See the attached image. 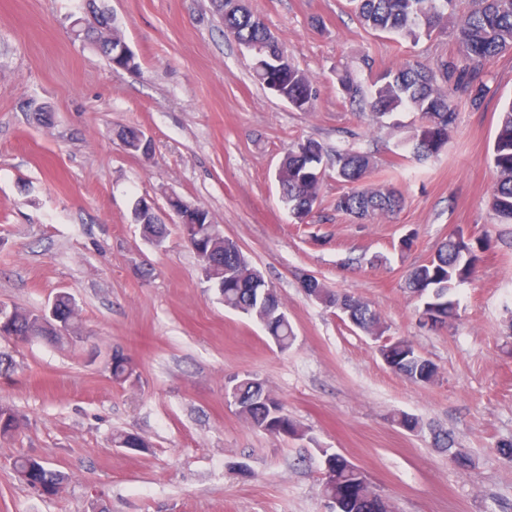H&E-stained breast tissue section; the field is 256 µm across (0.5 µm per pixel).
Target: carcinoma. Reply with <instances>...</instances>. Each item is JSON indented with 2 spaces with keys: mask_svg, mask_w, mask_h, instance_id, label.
<instances>
[{
  "mask_svg": "<svg viewBox=\"0 0 512 512\" xmlns=\"http://www.w3.org/2000/svg\"><path fill=\"white\" fill-rule=\"evenodd\" d=\"M361 23L374 31L393 34L403 40L418 41L421 36L445 34L448 22L456 16L457 0H349ZM93 18L89 21L87 39L98 45L97 51L112 62V42L121 39L110 21L98 14L95 0H89ZM224 24V35L236 42L253 43L263 50L262 65L253 71L264 87L276 88V95L300 112L315 109L316 95L309 76L294 65L282 42L265 21L252 12L244 0H222L218 4ZM459 57L442 60L436 68L403 62L383 69L367 91L348 77L341 79L350 102L360 110L383 117L393 112L411 110L419 115L420 125L402 142V150L417 159L438 154L448 143L456 123L454 97L464 96L471 106L479 108L487 100L490 88L481 66L491 58L512 50V0H478L454 31ZM494 165L499 178L489 198L496 219L512 224V103L501 112L496 135ZM336 178L350 185V190L336 197V211L359 219L394 212L402 204L401 195L392 188L382 189L367 183L374 166L371 156L353 148L336 150ZM323 170V147L315 140L293 143L285 152L276 171L281 202L292 218L304 220L319 200ZM206 235L182 236L200 262L204 279L216 288L230 310L241 312L262 324L274 343L286 351L295 339L292 324L276 293L253 266L233 239L212 233L210 212L203 213ZM467 253L456 248L450 238L441 243L429 261L414 267L408 275V288L418 298L424 314L441 309L445 325L454 318L457 301L453 292L457 285L474 273L478 257L473 244L465 245ZM318 301L327 307L345 309L346 319L369 336H382L385 327L380 317L361 298L338 293L312 278ZM12 322L17 335L37 338L42 328L37 325L38 311L13 307ZM394 366V372L416 385L431 384L435 373L427 366L414 344L407 339L390 341L381 350ZM112 379L120 384L132 377L134 367L120 349L112 353ZM238 397L239 414L253 427L269 434L302 439L306 431L286 413L284 405L269 406L264 400L266 389L258 380L245 376L234 380L231 387ZM20 418L8 405H0V438L19 431ZM322 460L329 464L330 474L323 479L322 492L337 512H393L389 501L366 482L364 472L354 463L326 448L320 449ZM30 479L54 494H60L68 480L65 473L45 462L32 465Z\"/></svg>",
  "mask_w": 512,
  "mask_h": 512,
  "instance_id": "1",
  "label": "carcinoma"
}]
</instances>
